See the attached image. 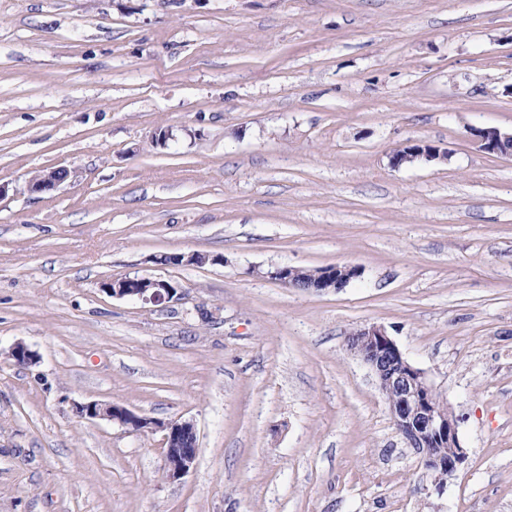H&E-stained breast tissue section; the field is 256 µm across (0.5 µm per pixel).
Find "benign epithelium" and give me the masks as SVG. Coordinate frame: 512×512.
<instances>
[{
    "mask_svg": "<svg viewBox=\"0 0 512 512\" xmlns=\"http://www.w3.org/2000/svg\"><path fill=\"white\" fill-rule=\"evenodd\" d=\"M468 133L483 152L512 159V132L471 127ZM447 157L448 152L436 146L415 143L393 152L390 164L399 168L421 160ZM70 175V170L65 167L44 169L28 181V190L33 194L54 191ZM296 273L297 268L283 266L266 272V275L294 288ZM359 274L360 269L353 265L327 266L311 290L337 292ZM104 291L114 298L159 303L171 299L177 293V287L163 279L134 276L110 280ZM347 345L374 372L396 430L406 445L420 455L424 467L434 473H453L466 457L458 438L457 419L443 398L436 397L425 374L404 357L395 341L379 325L357 328L348 335ZM73 409L83 419L107 420L131 432H164L165 470L170 479L180 480L194 468L197 448L184 446L185 432H196L191 419L162 422L135 414L123 406L96 401L75 403ZM439 448L448 449V458L437 452Z\"/></svg>",
    "mask_w": 512,
    "mask_h": 512,
    "instance_id": "1",
    "label": "benign epithelium"
}]
</instances>
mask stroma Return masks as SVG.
Here are the masks:
<instances>
[{"instance_id": "stroma-1", "label": "stroma", "mask_w": 512, "mask_h": 512, "mask_svg": "<svg viewBox=\"0 0 512 512\" xmlns=\"http://www.w3.org/2000/svg\"><path fill=\"white\" fill-rule=\"evenodd\" d=\"M471 127L512 130V0H0V512H512V160ZM417 142L447 159L391 166ZM371 324L458 420L444 480L347 347ZM90 401L193 419L194 470ZM71 175L65 167H52L41 170L28 181V190L33 194L46 193L56 190ZM299 275L296 277L297 267L283 266L276 267L273 271L266 272V275L277 280L288 288H297L296 280H299L301 288H307L314 292H337L342 290L353 278L360 274L357 266L349 264H336L320 268H299ZM322 271L318 277L319 272ZM318 278V280H317ZM317 280V284H314ZM313 285V286H311ZM311 286V288H309ZM105 284L103 291L114 298H136L145 302L159 303L177 293V287L169 281L147 276L113 279Z\"/></svg>"}]
</instances>
